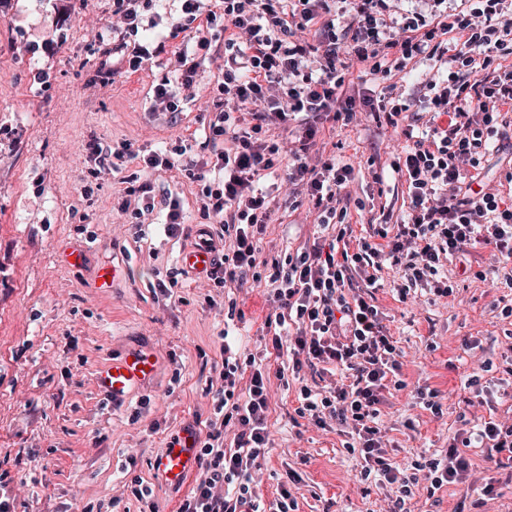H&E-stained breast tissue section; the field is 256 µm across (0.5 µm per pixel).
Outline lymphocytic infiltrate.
<instances>
[{"label": "lymphocytic infiltrate", "mask_w": 512, "mask_h": 512, "mask_svg": "<svg viewBox=\"0 0 512 512\" xmlns=\"http://www.w3.org/2000/svg\"><path fill=\"white\" fill-rule=\"evenodd\" d=\"M172 2L179 17L174 24L155 12L156 0H113L112 50L136 72L163 55L167 39L179 33L205 49L208 31L223 32L222 76L208 124L210 161L192 176L201 212L218 219L215 239L226 242L207 278L217 288L250 281L265 285L277 307L266 322L272 348L291 364L290 370L269 374L254 355L233 357L230 332L221 331L224 362L213 413L199 440L200 473L178 512H294L296 503L285 489L264 503L251 487V472L270 443L271 378L306 369L331 381L317 392L300 387L298 416L321 428L332 421L349 428L364 461L362 480L398 484L396 512L418 488L432 495L472 478V464L461 453L465 447L485 449L511 479L512 424L494 419L475 422L460 445L412 463L409 472L384 460L382 393L405 390L407 383L400 351L380 321L372 293L383 265L390 264L403 272L400 293L430 287L448 296L451 286L440 283L445 266L476 243L499 251L508 265L501 282L512 288V200L472 188L482 159L503 151L496 141L498 120L503 111L512 112V69L501 64L512 55V12L505 0L480 5L459 0L451 14L446 0H434L433 14L414 12L399 25L386 18L387 0H342L350 19L342 29L329 17V0H214L210 8L205 0ZM421 55L440 59L441 65L423 80L420 98L399 91L380 105L369 98L359 103L342 98L350 67L384 81ZM167 64L173 77H162L152 88V109L162 113L180 110L200 67L186 48L173 52ZM360 106L379 107L394 126L416 106L427 121L421 134L405 129L411 142L394 164L406 178L408 214L386 242L363 237L352 253L341 247L347 225L336 222L352 167L333 158L312 159L310 151L320 125L353 122ZM188 149L180 143L144 154L128 142L116 149L97 143L91 153L100 174L108 175L134 161L148 171H168L183 165ZM280 169L292 192L305 194L317 210L319 226L333 235L271 259L261 247L271 218L265 182ZM125 192L136 201L130 212L136 223H147L160 209L165 234L184 233L179 194L156 198L148 179ZM215 239L205 240V247H213ZM229 427L236 434L228 449Z\"/></svg>", "instance_id": "1"}]
</instances>
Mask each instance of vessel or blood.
<instances>
[{
    "label": "vessel or blood",
    "instance_id": "1",
    "mask_svg": "<svg viewBox=\"0 0 512 512\" xmlns=\"http://www.w3.org/2000/svg\"><path fill=\"white\" fill-rule=\"evenodd\" d=\"M214 254L204 247L183 250L180 262L200 274L213 266ZM160 359L151 349H136L113 356L95 375L96 387L110 403L124 400L131 392L150 384L158 370ZM197 429L185 427L176 434L168 447L156 457L154 469L169 486H183L198 467Z\"/></svg>",
    "mask_w": 512,
    "mask_h": 512
}]
</instances>
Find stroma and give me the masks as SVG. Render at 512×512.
<instances>
[{
	"mask_svg": "<svg viewBox=\"0 0 512 512\" xmlns=\"http://www.w3.org/2000/svg\"><path fill=\"white\" fill-rule=\"evenodd\" d=\"M112 0H72L56 26L48 0H0V480L16 512H177L189 486L161 483L153 462L186 426L203 428L212 411L210 381L222 368L224 317L205 303L236 301L238 352L263 355L265 322L273 308L267 290L253 284L207 289L202 276L182 272L179 254L194 237L168 238L157 227L131 224L122 211L121 176L93 178L87 145L134 143L152 151L188 140L189 155L204 164L211 147L205 132L223 40H214L195 93L179 114L151 109V86L167 69L150 64L125 73L119 58H104L99 35H110ZM60 41L53 54L13 53L12 40ZM108 63L112 82L90 86ZM50 88L39 91L38 71ZM407 144L402 127L365 111L357 123L328 126L318 147L353 167L346 188V221L354 237L373 226L400 222L410 206L404 178L391 164ZM156 195L179 193L191 225L208 224L195 204V186L179 170L151 177ZM262 239L264 253L296 250L319 228L308 200L281 189ZM87 240L90 259L70 270L57 260L62 245ZM120 263L124 276L108 291L92 286L98 265ZM491 248L475 245L448 262L453 292L400 297L399 270L382 273L375 290L383 323L403 352L408 388L382 406L387 458L403 465L424 453L447 449L461 429L464 379L477 357L493 363L494 386L475 415L507 419L512 407V288L482 277L494 266ZM177 287H169L170 277ZM148 347L161 365L154 383L118 404L96 391V371L112 355ZM298 381L272 380L270 448L254 486L265 501L288 489L297 512H388L395 486L360 479V458L338 425L319 428L295 409ZM437 391L435 415L416 405L417 388ZM141 479L153 494L137 499L130 484ZM512 512V484L499 483L493 497L466 485H448L428 496L419 489L406 512Z\"/></svg>",
	"mask_w": 512,
	"mask_h": 512,
	"instance_id": "1",
	"label": "stroma"
}]
</instances>
